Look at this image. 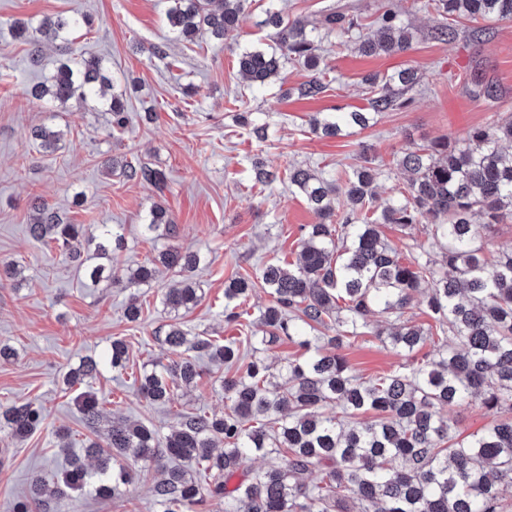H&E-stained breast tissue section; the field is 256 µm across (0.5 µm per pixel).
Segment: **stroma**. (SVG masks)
Masks as SVG:
<instances>
[{
	"label": "stroma",
	"mask_w": 512,
	"mask_h": 512,
	"mask_svg": "<svg viewBox=\"0 0 512 512\" xmlns=\"http://www.w3.org/2000/svg\"><path fill=\"white\" fill-rule=\"evenodd\" d=\"M388 3L398 5L403 22L411 25L412 48L368 57L323 33L318 52L332 83L319 97L303 99L296 89L309 73L291 62H284L272 84L257 89L248 87L235 53L223 42L204 36L193 43H168V0H0V266L12 263L23 272L19 282L0 278V340L17 351L14 361L0 364V404L36 398L48 414L44 426L24 440L0 434V512H9L12 499L27 493L34 476L52 479L71 455H83L87 432L74 404L76 393L63 377L81 357L102 355L112 338L127 341L130 361L123 375L105 367L92 382L103 402L104 423L123 417L165 434L180 412L220 413L225 407V369L207 362L194 387L176 391L166 407L146 404L134 379L142 366L172 357L155 332L171 321L157 295L175 286L176 277L165 273L158 284L139 287L143 316L128 322L129 289L106 282L84 287L82 270L29 238L36 205L58 208L73 224L125 225L127 245L113 263L126 268L154 256L156 245L140 226L152 203H161L179 226V245L205 257L195 276L200 301L181 315L183 327L190 335L221 341L246 333L245 327L224 321L226 282L238 275L257 277L271 260H295L301 225L315 221L287 184H254L253 157L280 171L301 165L332 173L355 167L360 143H368L382 169L376 183L382 203L403 187L395 165L403 149L443 137L458 141L490 119L512 115V21L483 23L475 35L471 22L462 19L456 37L441 41L433 37L440 16L412 7L409 0H247L238 43L243 48L268 43V32L258 22L271 6L284 18L315 24L336 6L367 25ZM73 13L93 22L89 34L76 39L75 52L104 58L115 91H125L132 82L138 86L128 93L132 122L122 134L110 135L108 113L75 103L46 108L25 94L27 86L52 72L58 51L48 47L43 68L29 69L28 46L13 38L11 24ZM163 43L167 58L149 55V46ZM408 66L420 77L408 108L382 112L372 126L342 138L311 132L308 120L316 113L367 106L365 76ZM241 93L268 123L266 141H256L236 125L232 99ZM147 110L155 112L154 121H143ZM42 123L70 131L55 155L39 152L28 136ZM110 157L159 166L167 174L166 187L107 175L104 162ZM342 352L363 377L412 361L370 333ZM444 415L453 432L466 437L495 418H512V411L496 414L474 403L447 407ZM61 429L69 433L65 450L59 447ZM151 484L146 474L113 498L73 492L58 502L57 512H155Z\"/></svg>",
	"instance_id": "1"
}]
</instances>
